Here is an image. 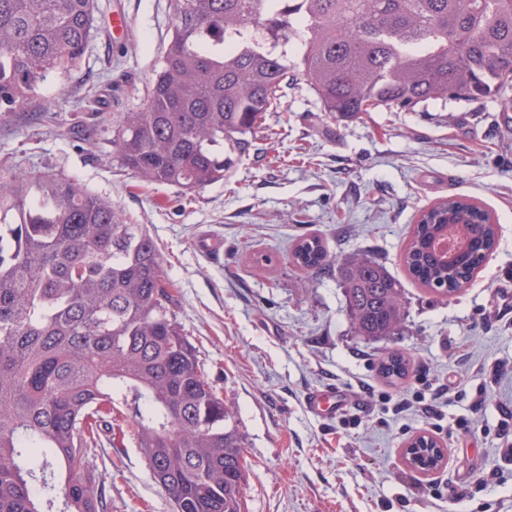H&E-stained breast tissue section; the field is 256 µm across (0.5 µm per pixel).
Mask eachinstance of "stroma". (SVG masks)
Here are the masks:
<instances>
[{
	"instance_id": "1",
	"label": "stroma",
	"mask_w": 512,
	"mask_h": 512,
	"mask_svg": "<svg viewBox=\"0 0 512 512\" xmlns=\"http://www.w3.org/2000/svg\"><path fill=\"white\" fill-rule=\"evenodd\" d=\"M172 21V0H96L81 62L0 112V170L73 177L156 241L176 319L244 438L246 512H512V461L497 432L512 411V104L452 99L336 120L300 81L285 111L266 115L272 138L254 139L223 183L185 195L123 170L114 142L121 115L146 102ZM452 197L485 208L497 241L468 285L443 297L409 276L400 253L420 213ZM313 235L338 258L385 264L407 304L399 335L355 336L338 272L315 277L291 260ZM204 242L220 257L203 254ZM258 254L270 262L256 264ZM391 349L409 361L396 383L378 373ZM451 381L458 397L420 412ZM317 389L342 396L335 415L309 412ZM461 418L482 432L449 436ZM420 434L446 450L430 473L402 455ZM91 455L109 481L107 512H172L128 426L101 431ZM493 467L508 481L482 489ZM452 485L467 498L450 503Z\"/></svg>"
}]
</instances>
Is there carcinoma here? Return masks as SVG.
<instances>
[{
	"label": "carcinoma",
	"mask_w": 512,
	"mask_h": 512,
	"mask_svg": "<svg viewBox=\"0 0 512 512\" xmlns=\"http://www.w3.org/2000/svg\"><path fill=\"white\" fill-rule=\"evenodd\" d=\"M174 0V22L145 106L116 130L121 167L199 192L224 181L290 73L336 119L431 101L512 98V0ZM95 0H0V112L85 53ZM455 260L436 248L448 231ZM489 214L463 198L424 211L401 259L451 296L494 247ZM293 262L318 275L335 257L317 237ZM359 336L396 335L400 288L379 261L340 268ZM163 260L141 224L60 174L0 181V512H105L91 477L101 427L131 436L173 512H245V446L234 413L171 313ZM388 381L408 364L388 352Z\"/></svg>",
	"instance_id": "carcinoma-1"
}]
</instances>
